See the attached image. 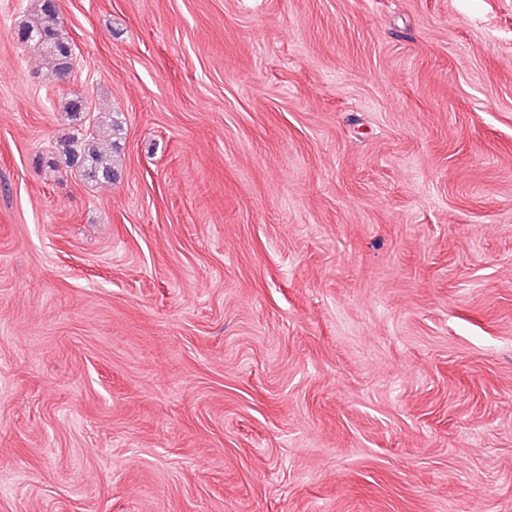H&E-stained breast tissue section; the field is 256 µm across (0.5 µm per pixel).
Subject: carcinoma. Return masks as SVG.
<instances>
[{
	"label": "carcinoma",
	"instance_id": "obj_1",
	"mask_svg": "<svg viewBox=\"0 0 512 512\" xmlns=\"http://www.w3.org/2000/svg\"><path fill=\"white\" fill-rule=\"evenodd\" d=\"M17 37L37 52L51 77L73 69L72 42L63 22L49 9L48 0H38L36 13L19 26ZM64 111L73 121L70 133L59 142L66 167L76 169L87 181H112L116 176L112 139L121 130L114 112L91 117L84 98L78 95L65 98Z\"/></svg>",
	"mask_w": 512,
	"mask_h": 512
}]
</instances>
